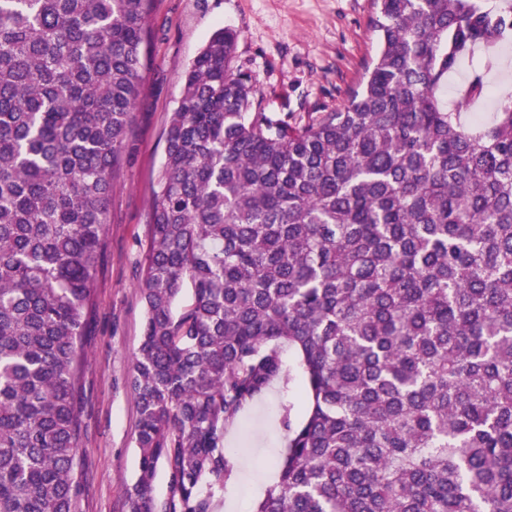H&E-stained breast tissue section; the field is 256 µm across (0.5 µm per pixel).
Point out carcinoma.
Returning a JSON list of instances; mask_svg holds the SVG:
<instances>
[{
	"label": "carcinoma",
	"instance_id": "1",
	"mask_svg": "<svg viewBox=\"0 0 512 512\" xmlns=\"http://www.w3.org/2000/svg\"><path fill=\"white\" fill-rule=\"evenodd\" d=\"M373 2L381 51L336 112L264 111L229 28L187 68L148 200L125 512H211L225 430L285 346L304 414L254 512H512V102L440 97L473 51L494 64L512 0ZM152 6L0 0V512H77L80 340Z\"/></svg>",
	"mask_w": 512,
	"mask_h": 512
}]
</instances>
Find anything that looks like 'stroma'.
Instances as JSON below:
<instances>
[{"label": "stroma", "mask_w": 512, "mask_h": 512, "mask_svg": "<svg viewBox=\"0 0 512 512\" xmlns=\"http://www.w3.org/2000/svg\"><path fill=\"white\" fill-rule=\"evenodd\" d=\"M373 0H155L148 28L150 61L133 114V150L112 189L109 250L93 280L95 312L82 338L79 450L84 484L79 512H123L124 491L138 466L134 443L137 403L131 388L134 355L141 342L145 306L143 261L151 240L147 200L162 169L165 130L183 89V72L211 35L229 27L239 34L235 64L256 77L264 109L275 116L333 112L346 103L379 52L371 20ZM486 68L481 55L449 75L442 98L459 106L458 88L483 72L491 97L512 95V50ZM283 374L228 428L225 446L234 476L214 492L212 512H253L278 480L276 462L286 451L283 415H303L302 377L291 350Z\"/></svg>", "instance_id": "35a3bbf8"}]
</instances>
